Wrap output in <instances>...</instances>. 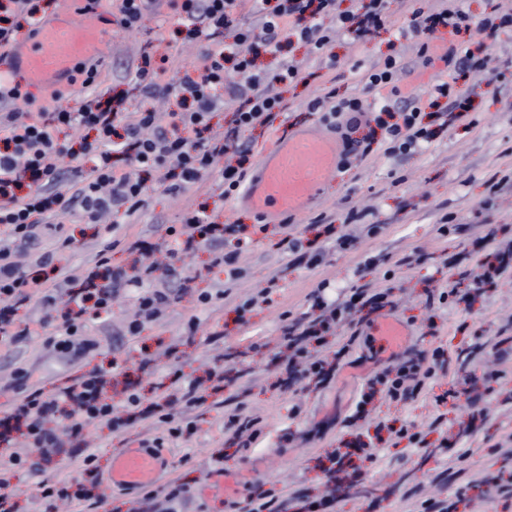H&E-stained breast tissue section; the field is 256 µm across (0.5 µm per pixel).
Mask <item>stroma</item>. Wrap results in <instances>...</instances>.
Wrapping results in <instances>:
<instances>
[{
  "instance_id": "1",
  "label": "stroma",
  "mask_w": 512,
  "mask_h": 512,
  "mask_svg": "<svg viewBox=\"0 0 512 512\" xmlns=\"http://www.w3.org/2000/svg\"><path fill=\"white\" fill-rule=\"evenodd\" d=\"M496 2L463 0L470 28L429 34L413 32L410 13L401 11L397 0H390V28L356 43L337 37L331 46L337 59L334 72L305 67L296 82L279 86L288 104L283 129L245 131L258 160L282 137L284 128L318 124V115L309 112L307 104L321 95L330 77L339 94L356 95L370 103L390 96L395 87L401 95L424 100L440 81L455 82L468 96L471 121L459 120L440 130L424 152L390 158L377 151L356 167L337 173L325 189L322 205L334 220L332 229L314 223L309 213L294 217L295 234L322 250L317 264L296 262L280 245L285 235L281 225H268L243 245L238 262L241 275L226 296L223 267L212 265L210 249H200L185 260L181 300L161 319L146 323L140 335H127L134 302L117 297L111 316L86 321L83 338L92 349L76 361L47 345L39 322L40 306L31 302L14 314L17 324L28 327L29 336L18 344H0V417L33 390L57 392L94 368L106 369V380L112 385L108 399L119 417L127 413L129 391H137L145 405L163 401L173 392L171 364H178L184 382H198L204 401L186 413L194 425L189 433L172 436L165 427L141 421L117 431L99 423L88 426L84 450L94 455L106 476L99 512H129L141 491L108 481L111 460L156 437L165 444L157 451L162 468L155 485L160 488L174 480L186 485L180 512H228V500H244L258 485L278 493L293 488L309 495L335 489L336 512H368L373 497L380 500V512H414L415 503L402 498L406 486L421 485L428 497H456V472L462 466L474 472L490 471L512 483V462L491 451L493 444L512 434V359H500L497 347L512 336V274L497 278L472 308L426 305L429 292L451 288L464 292L470 286L464 268L449 265V257L467 255V266L478 268L494 252L496 242L512 240V195L493 202L488 188L494 175L512 172V27L494 33L477 27ZM167 13L166 6H159L134 31L113 27L109 34L112 56L102 64L94 88L66 93L61 106L76 108L92 94L121 98L127 108H134L137 101L129 81L145 42L154 43L157 57L163 58L169 71L207 50L204 41L181 43ZM424 42L432 47L427 63L418 53ZM462 43L487 54L485 72L454 78L442 56L448 47ZM390 53L399 54L407 65L395 87L367 86L366 72ZM218 183L217 173L212 172L178 194L151 185L145 209L134 223H126L119 213L113 220L123 224L128 234H140L152 242L164 236L166 228L177 223L193 203L203 204L214 223L255 224L253 213L224 198ZM353 207L372 209V219L379 226L376 234H368L365 225L347 223V212ZM446 213L455 219L443 235L438 221ZM491 228L496 231L492 244L483 240ZM348 235L356 237L355 247L339 248L337 238ZM414 253L422 255V262L403 264V257ZM324 281L339 294L374 283L391 289L398 306L391 313H357L355 326L337 327L315 348V355L330 364L337 350L349 349L350 365L330 385L307 379L286 389L281 383V363L288 347L281 328L286 319L317 313V289ZM265 286L270 289L266 300L246 316H238L237 305ZM203 291L215 294L212 305L197 303ZM390 316L407 328V346L426 352L442 349L448 366L417 398L401 403L378 400L372 422L349 424L362 387L392 354L391 349L382 348L377 334L378 326ZM476 392L486 396L488 413L471 429L466 398ZM232 414L254 422L252 436L234 445L224 430ZM378 420L396 427L405 424L422 433L424 447H410L407 441L386 434L376 445L374 459L352 458L343 470L328 476L329 456L336 449L349 448L356 438L374 436ZM12 453L40 463L39 471L15 468L7 475L8 494L16 501L17 512H39L42 482L81 475L71 454L40 460L20 430L0 440V456ZM439 466L448 468L449 474L435 483L427 472ZM223 474L233 480L227 495L215 489ZM456 499V512H512V497L487 504L478 488Z\"/></svg>"
}]
</instances>
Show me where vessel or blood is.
I'll list each match as a JSON object with an SVG mask.
<instances>
[{
    "instance_id": "vessel-or-blood-1",
    "label": "vessel or blood",
    "mask_w": 512,
    "mask_h": 512,
    "mask_svg": "<svg viewBox=\"0 0 512 512\" xmlns=\"http://www.w3.org/2000/svg\"><path fill=\"white\" fill-rule=\"evenodd\" d=\"M60 5V16L39 23L30 42L15 46L9 65H0V83L21 70L28 84L51 100L75 85L80 65L104 61L111 8L89 10L85 0H60ZM339 159L335 140L315 132L296 134L262 161L240 200L266 224L306 211L321 201ZM158 465L155 455L131 448L113 457L111 478L126 486L144 485L154 479Z\"/></svg>"
}]
</instances>
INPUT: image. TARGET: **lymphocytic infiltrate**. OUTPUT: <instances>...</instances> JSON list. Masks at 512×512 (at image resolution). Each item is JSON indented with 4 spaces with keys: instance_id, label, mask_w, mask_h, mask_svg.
<instances>
[{
    "instance_id": "obj_1",
    "label": "lymphocytic infiltrate",
    "mask_w": 512,
    "mask_h": 512,
    "mask_svg": "<svg viewBox=\"0 0 512 512\" xmlns=\"http://www.w3.org/2000/svg\"><path fill=\"white\" fill-rule=\"evenodd\" d=\"M12 9L0 4V48L16 42L23 26L39 19L40 0H11ZM169 16L176 21L182 42L203 40L218 47L202 53L199 61L181 64L171 83H164L153 66L150 47H143L132 81L143 98L174 91L184 110L178 127L160 124L157 113L139 107L130 112L112 108L110 102L93 99L76 110L34 108V100L20 84L0 85V98L22 101L23 111L0 113V224L7 226V237L0 238V340L18 342L27 329H14L10 312L40 300L43 326L51 330L48 339L57 351L71 358L84 357L90 349L81 333L87 317L110 315L112 302L120 294H134L137 317L127 325L129 335H137L144 322L158 320L179 299L178 283L184 279L186 258L206 246L215 236L225 241H243L241 224H213L199 209H186L178 223L169 225L162 242L164 266L146 264L135 273L113 265L112 251L120 247L144 253L151 245L142 236L121 233L119 225L104 226L106 242L95 256L94 269L87 276L60 265L63 252L73 248L75 238L59 224V217L78 213L81 223L97 224L104 215L123 213L135 218L146 205V178L162 173L167 192L179 193L196 184L202 173L212 168L216 156L233 154L235 163L225 165L219 178L225 197L241 189L247 174L251 147L242 141V131L273 126L287 105L275 84L295 80L300 65L283 62L277 73L262 72L256 65L259 51L279 52L289 35H296L308 47V63L315 68H333L328 53L337 34L358 36L369 30L384 29L392 20L384 0H369L363 12L340 9L338 0H278L275 8L255 9L253 22L242 16L244 0H165ZM419 26L430 32L460 26L467 13L459 0H443L440 8L414 7L412 0H401ZM236 102L232 126L218 133L210 129V114L223 100ZM310 111L320 113L325 126L337 135L342 151L340 169H350L366 159L374 144H381L385 155L425 150L433 133L418 122L411 99L365 103L358 96L337 98L335 91L310 100ZM94 131L93 140L72 143L60 140L62 128ZM75 160L70 173H63V158ZM135 164L134 171L117 168L118 160ZM52 233L54 246L41 252L37 246L45 233ZM33 250L29 270H21L16 256L21 248ZM497 264L472 282L468 294L431 295L430 304L469 302L481 295L493 277L512 270V245L499 246ZM386 293L368 288L353 289L344 301H322L321 313L314 319H296L283 334L288 340L287 373L290 378L321 381L334 376L323 359L308 349L310 341L327 335L345 322L357 308L379 311L389 306ZM441 350L432 354L409 348L392 356L388 365L369 378L355 405V418H363L375 397L404 401L418 395L427 382L444 368ZM103 371L95 369L74 378L71 385L52 394L36 391L17 404L12 418L23 422L26 436L43 458L61 453L67 441H79L93 423L118 429L122 419L113 415L110 402L102 394ZM67 419L66 435L53 427L59 417ZM84 457L77 481L58 480L40 486V512H56L58 501L67 500L82 512H96L101 504L95 489L102 474Z\"/></svg>"
}]
</instances>
